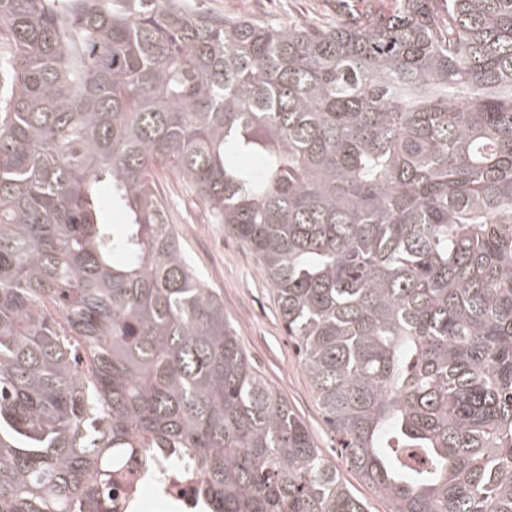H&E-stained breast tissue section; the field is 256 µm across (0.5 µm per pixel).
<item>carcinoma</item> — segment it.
Returning a JSON list of instances; mask_svg holds the SVG:
<instances>
[{
    "label": "carcinoma",
    "instance_id": "obj_1",
    "mask_svg": "<svg viewBox=\"0 0 512 512\" xmlns=\"http://www.w3.org/2000/svg\"><path fill=\"white\" fill-rule=\"evenodd\" d=\"M0 48V512H120L160 460L213 512H367L254 371L158 168L255 255L389 512H512V0L321 28L0 0Z\"/></svg>",
    "mask_w": 512,
    "mask_h": 512
}]
</instances>
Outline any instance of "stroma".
Instances as JSON below:
<instances>
[{"label": "stroma", "instance_id": "1", "mask_svg": "<svg viewBox=\"0 0 512 512\" xmlns=\"http://www.w3.org/2000/svg\"><path fill=\"white\" fill-rule=\"evenodd\" d=\"M196 6L222 16L246 17L273 24L292 21H335L340 8L386 15L394 0H193ZM164 197L168 221L183 251L209 288L223 300L224 312L255 371L308 427L318 448L336 465L352 492L366 501L369 512H388L360 475L339 454L325 426L312 385L278 313L274 288L263 277L255 256L213 223L209 210L181 180L166 170L155 176Z\"/></svg>", "mask_w": 512, "mask_h": 512}]
</instances>
